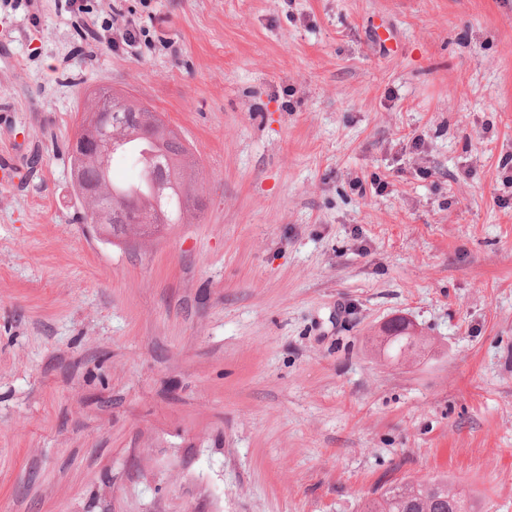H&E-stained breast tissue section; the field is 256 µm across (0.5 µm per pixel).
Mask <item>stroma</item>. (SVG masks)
<instances>
[{"instance_id": "1", "label": "stroma", "mask_w": 512, "mask_h": 512, "mask_svg": "<svg viewBox=\"0 0 512 512\" xmlns=\"http://www.w3.org/2000/svg\"><path fill=\"white\" fill-rule=\"evenodd\" d=\"M97 87L178 131L193 223L83 224ZM17 141L0 512H361L435 475L512 512V0H0ZM396 317L419 361L371 344Z\"/></svg>"}]
</instances>
